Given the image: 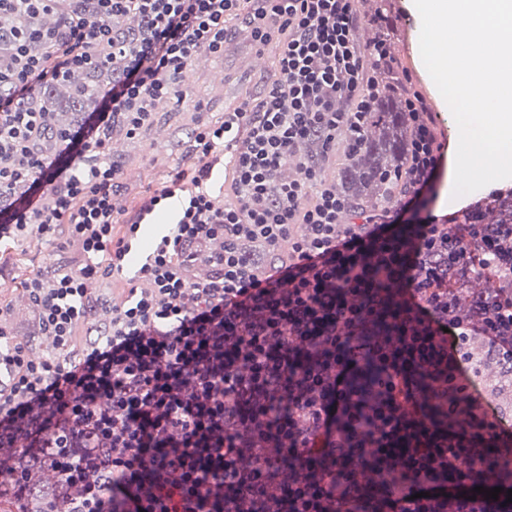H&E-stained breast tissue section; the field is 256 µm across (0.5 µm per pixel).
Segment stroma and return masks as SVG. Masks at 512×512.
<instances>
[{
	"mask_svg": "<svg viewBox=\"0 0 512 512\" xmlns=\"http://www.w3.org/2000/svg\"><path fill=\"white\" fill-rule=\"evenodd\" d=\"M379 3L385 4L393 20L391 44L395 60L408 68L437 126H444L452 114L423 64L419 51L421 21L411 11L410 0H364L362 13H370ZM229 33L231 51L208 61L192 80L182 81L184 98L170 100L165 110L155 112L152 123L138 137L128 140L118 155L125 203L158 189L167 174L182 165L200 117L217 120L243 101L256 102L262 97L270 72L250 73L244 69L243 61L259 51L268 60H275V44L258 47L249 28L240 21L232 22ZM457 144L456 137H449L448 150L433 183L430 206L438 215L459 206L458 200L451 197ZM71 262V253L53 242L22 236L0 243V301L15 304L28 277L37 273L50 275L52 270Z\"/></svg>",
	"mask_w": 512,
	"mask_h": 512,
	"instance_id": "stroma-1",
	"label": "stroma"
}]
</instances>
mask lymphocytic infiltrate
Here are the masks:
<instances>
[{
    "label": "lymphocytic infiltrate",
    "mask_w": 512,
    "mask_h": 512,
    "mask_svg": "<svg viewBox=\"0 0 512 512\" xmlns=\"http://www.w3.org/2000/svg\"><path fill=\"white\" fill-rule=\"evenodd\" d=\"M356 2L96 0L91 14L59 12L56 32L18 29L0 71V195L12 196L0 241L60 238L80 260L24 283L47 355L14 340L0 305V486L14 482L16 512H31L25 456L51 457L64 491L42 512H491L455 491L481 476L460 441L501 422L458 347L512 371V224L477 223L476 200L403 225L445 149L406 70L407 192L382 214L354 212L323 177L362 142L380 95L370 68L392 65L387 41L356 42ZM242 13L256 43L277 41L275 79L258 103L200 121L190 163L114 210L113 130L136 137L155 100L181 96L196 54H223ZM130 15L146 24L131 45L110 27ZM110 59L120 74L78 129L54 131L31 105L39 87ZM294 154L304 179L284 167ZM227 157L235 200L218 206L205 185ZM175 196L177 223L137 270L146 287L108 307L88 281L123 272L144 217ZM465 279L487 282L466 306ZM106 308L104 329L75 347ZM368 364L380 370L359 398L351 379ZM425 399L462 417L447 444L411 423ZM401 438L412 452L391 458Z\"/></svg>",
    "instance_id": "1"
}]
</instances>
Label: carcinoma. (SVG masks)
Listing matches in <instances>:
<instances>
[{"instance_id":"cac0c4a2","label":"carcinoma","mask_w":512,"mask_h":512,"mask_svg":"<svg viewBox=\"0 0 512 512\" xmlns=\"http://www.w3.org/2000/svg\"><path fill=\"white\" fill-rule=\"evenodd\" d=\"M26 28L35 33L53 29L58 24L57 16L40 13L23 18ZM19 23L9 27H0V49L4 62H9L13 32ZM112 61L93 68L75 71L66 81L43 86L35 91V102L46 112H63L78 121L91 108L95 107L101 85L112 82ZM379 85L386 88L387 95L376 106L367 123L364 144L348 153L350 165L341 173L342 192L355 207L370 205L377 209L389 200L401 185L386 180V175L405 166V147L411 138L410 126L400 103V95L391 89L393 84L390 72L382 71ZM482 224H512V202L505 199L487 201L480 217ZM418 420L426 421L430 427L432 440L448 441L453 432V424L448 414L435 405L422 402L419 405ZM469 455L481 460L485 466L496 469L504 480L512 481V446L503 443L497 447H488L477 438L466 441ZM24 471L31 476L33 493L39 494L47 487L44 476L50 472L45 462L24 465Z\"/></svg>"}]
</instances>
